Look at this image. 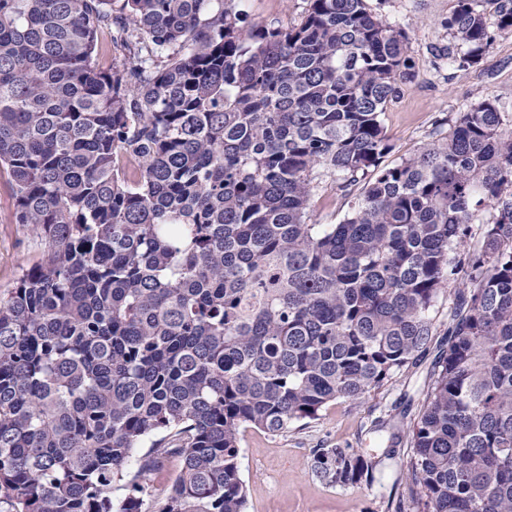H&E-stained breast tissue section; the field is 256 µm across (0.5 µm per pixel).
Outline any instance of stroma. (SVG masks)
Here are the masks:
<instances>
[{
	"mask_svg": "<svg viewBox=\"0 0 512 512\" xmlns=\"http://www.w3.org/2000/svg\"><path fill=\"white\" fill-rule=\"evenodd\" d=\"M371 8L403 29L415 77L390 103L383 125L391 146L385 164L419 153L449 131L459 113L477 99L496 98L504 114H512V33L498 34L479 64L465 70L443 66L439 55L453 42L442 22L454 0H369ZM307 0H238L245 24L290 26L307 9ZM310 201L313 223L336 224L348 210L349 198L335 176L323 172ZM14 199L7 174H0V295L14 287L22 271L40 260L45 245L36 231L14 223ZM433 352L419 355L416 366L371 390L362 401L339 399L322 409L318 419L270 434L246 429L240 440L241 472L247 512H395L405 487L399 477L411 455L407 436H395L401 418L421 410L423 385ZM352 446L380 457L395 448L394 459L382 460L380 482L333 487L319 481L308 461L313 449Z\"/></svg>",
	"mask_w": 512,
	"mask_h": 512,
	"instance_id": "obj_1",
	"label": "stroma"
}]
</instances>
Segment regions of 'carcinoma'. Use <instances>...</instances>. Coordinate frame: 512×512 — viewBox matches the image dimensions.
<instances>
[{"label":"carcinoma","instance_id":"1","mask_svg":"<svg viewBox=\"0 0 512 512\" xmlns=\"http://www.w3.org/2000/svg\"><path fill=\"white\" fill-rule=\"evenodd\" d=\"M242 22L233 0H0V171L46 244L0 298V512H247L242 430L285 433L416 364L445 293L422 409L396 426V512H512L497 101L388 166L382 114L414 69L402 29L367 0ZM442 26L448 63L474 66L512 32V0H455ZM104 28L131 61L97 63ZM322 169L362 185L338 224L311 223ZM310 470L379 474L349 446L315 449ZM179 470V462L170 458L164 461L162 467L156 472L151 481V487L155 494H161L171 485Z\"/></svg>","mask_w":512,"mask_h":512}]
</instances>
